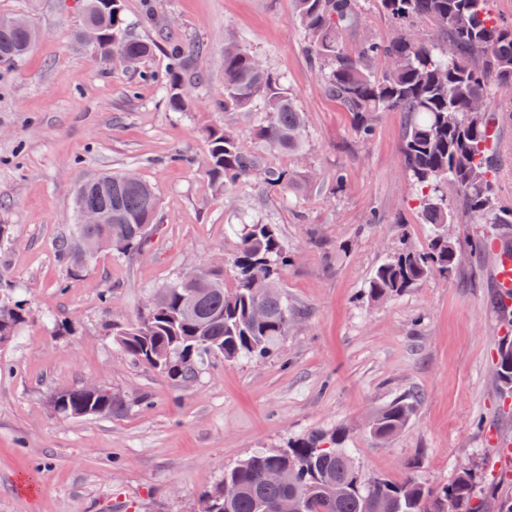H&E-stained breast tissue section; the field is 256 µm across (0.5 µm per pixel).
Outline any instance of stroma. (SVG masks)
<instances>
[{
    "label": "stroma",
    "instance_id": "1",
    "mask_svg": "<svg viewBox=\"0 0 512 512\" xmlns=\"http://www.w3.org/2000/svg\"><path fill=\"white\" fill-rule=\"evenodd\" d=\"M154 5L150 23L143 0H124L153 54L108 70L77 37L83 0H0V14L25 16L39 33L23 62L0 64V224L12 231L0 245V294L33 311L0 345V512H192L255 449L337 428L365 474L397 480L411 461L426 485L466 468L480 483L512 487L492 444L512 435V398H501L494 375L503 321L491 306V255L380 302L365 296L399 236L428 243L401 153L402 113H381L370 140L356 136L308 60L293 0ZM175 41L201 49L185 77L184 112L170 111L161 90ZM228 41L262 57L293 93L308 120L301 153L267 152L251 139L262 101L216 108ZM212 126L238 134L263 166L305 172L309 183L288 196L257 178L216 190L198 166ZM340 168L348 181L338 191ZM112 170L155 187L157 231L138 254L104 252L69 275L54 243L75 222V190ZM245 215L277 225L292 255L280 287L299 315L272 354L209 360L188 385L128 359L110 324L133 320L176 275L230 257L229 227ZM62 317L75 334L54 335ZM88 381L121 394L124 413L51 412L53 391ZM409 393L414 416L393 438L374 439L372 417Z\"/></svg>",
    "mask_w": 512,
    "mask_h": 512
}]
</instances>
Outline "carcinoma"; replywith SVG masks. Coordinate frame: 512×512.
<instances>
[{
  "label": "carcinoma",
  "mask_w": 512,
  "mask_h": 512,
  "mask_svg": "<svg viewBox=\"0 0 512 512\" xmlns=\"http://www.w3.org/2000/svg\"><path fill=\"white\" fill-rule=\"evenodd\" d=\"M395 25L421 19L430 34L395 31L387 37L365 36L349 47L346 36L359 25L361 0H294L297 19L310 48V62L325 90L352 115L355 134L372 136L378 115H404L402 154L411 186L420 190L421 221L431 227L424 249L400 239L394 252L374 271L367 297L378 301L399 296L433 273L446 275L457 266L459 244L448 241L455 210L488 229L474 241L479 255L487 240L512 234V209L498 202L495 151L500 127L512 123V24L497 23L486 0H376ZM38 31L31 25L3 22L0 15V62L12 64L27 55ZM78 38L106 65L115 59L139 64L154 44L129 33L123 0H85ZM199 48L181 43L169 49L163 86L168 108L184 112L187 66ZM260 99L264 116L253 136L266 149L296 154L303 149L307 118L296 106L283 79L237 44L224 48V95L218 106L244 110ZM204 174L218 190L235 187L260 171L258 159L222 128L205 131ZM263 183L281 192L298 184L288 169H266ZM455 197L448 198V188ZM159 197L143 178L127 173L103 174L76 192V210H100V224H74L56 244L59 260L77 275L97 254L109 250L132 255L156 228ZM238 235L230 269L231 284L217 266L198 267L201 281L177 277L155 293L156 303L125 325L112 326L116 343L133 361L172 380L196 378L207 356L226 361L265 358L274 342L287 335L298 311L278 290L288 267V245L273 224L250 221L234 228ZM31 320L27 303L0 299V336L15 339ZM496 376L504 397H512V357L497 352ZM52 411L66 419L110 417L126 403L109 387L88 393L82 386L63 388L48 399ZM414 412L413 400L393 399L371 422L370 432L386 439L400 431ZM346 431L313 432L288 447L258 451L224 470V478L201 496L202 512H274L286 495L299 494V512H512V493L477 494L474 475L459 471L445 485L431 487L407 471L394 481L364 476L343 448ZM274 470L281 481L267 482ZM237 488L224 497V486Z\"/></svg>",
  "instance_id": "obj_1"
}]
</instances>
